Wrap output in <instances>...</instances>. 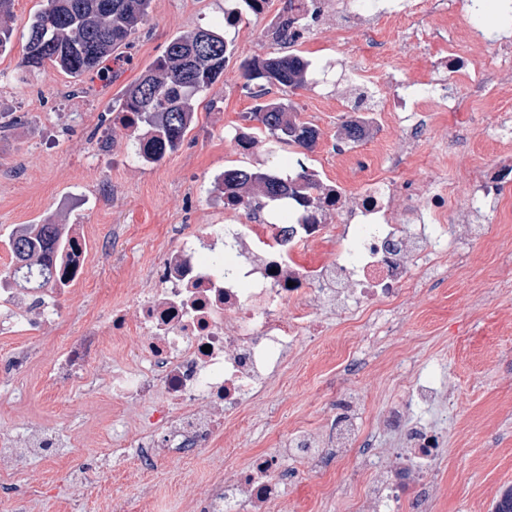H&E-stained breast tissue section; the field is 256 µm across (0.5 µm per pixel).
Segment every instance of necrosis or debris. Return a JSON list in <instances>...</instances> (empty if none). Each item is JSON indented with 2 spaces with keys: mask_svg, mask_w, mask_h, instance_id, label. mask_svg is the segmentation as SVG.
<instances>
[{
  "mask_svg": "<svg viewBox=\"0 0 512 512\" xmlns=\"http://www.w3.org/2000/svg\"><path fill=\"white\" fill-rule=\"evenodd\" d=\"M503 61V53L486 49L471 28L438 65L461 77L477 66L481 80L469 93L475 100L486 98L487 88H500ZM448 102L423 82L404 87L381 113L396 117L408 141L418 143L427 113L447 111ZM479 195L451 205L448 183L436 172L423 188L373 176L353 197L342 185H322L319 205L288 204L297 218L309 213L307 224L274 223L259 199L243 209L225 208L223 223L178 233L162 264L147 269L148 286L133 304H108L105 314L84 319L71 335L57 322V302L86 279L88 254L79 227H62L55 287L0 288L1 334L15 333L22 323L53 340L44 348L27 344L11 363H1L0 385L15 384L21 367L42 359V386L55 395L108 390L119 408L98 422L99 446L86 465L108 474L135 461L147 478L140 497L151 502L159 464L192 457L231 430L244 405L263 403L289 348L322 335L323 310L346 315L396 298L415 284L414 268L438 264L448 252L467 261L466 240L449 236L448 227L480 213ZM331 241L336 250L330 258L302 263L303 254ZM358 433L349 409L330 417L325 437L299 428L245 464L216 465L206 482L183 473L187 508L275 512L293 463H317L325 449L354 447ZM80 445V434L21 418L16 429L0 431V492L24 498L30 486L11 479L18 466L46 457L71 468ZM401 454V478L385 477L367 490L377 512H398L400 483L413 485L422 498L429 491L438 439L421 419L406 426Z\"/></svg>",
  "mask_w": 512,
  "mask_h": 512,
  "instance_id": "4bbe7bcc",
  "label": "necrosis or debris"
}]
</instances>
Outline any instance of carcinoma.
Masks as SVG:
<instances>
[{"mask_svg": "<svg viewBox=\"0 0 512 512\" xmlns=\"http://www.w3.org/2000/svg\"><path fill=\"white\" fill-rule=\"evenodd\" d=\"M294 0H284L279 25L271 32L277 43L296 38L298 19L288 17ZM153 0H48L31 24L25 64L41 68L50 62L73 77L99 72L112 52L130 43L152 8ZM12 0H0V48L11 37ZM231 53L224 31L195 29L173 39L164 54L152 62L139 79L123 92L115 119L137 141L141 130L157 145L156 160L177 151L195 120L196 94L207 90L224 73ZM309 61L294 53L252 58L244 62V88L256 100L250 119L257 126L237 133L245 143L254 142L251 131L261 134L272 148L282 145L311 150L319 132L298 118L292 105L282 98L269 99V89L290 92L307 80ZM347 141L362 140L363 128L356 117L343 123ZM224 195V205H245L256 198L270 201L288 196L313 205L320 183L314 174L301 170L282 177L272 170L232 168L224 170L215 183ZM60 225L33 224L12 235L9 251L16 270L37 267L42 288L54 287L56 274L49 257L59 247Z\"/></svg>", "mask_w": 512, "mask_h": 512, "instance_id": "obj_1", "label": "carcinoma"}]
</instances>
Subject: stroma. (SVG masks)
<instances>
[{"instance_id":"35a3bbf8","label":"stroma","mask_w":512,"mask_h":512,"mask_svg":"<svg viewBox=\"0 0 512 512\" xmlns=\"http://www.w3.org/2000/svg\"><path fill=\"white\" fill-rule=\"evenodd\" d=\"M446 2L449 27L469 20L492 40L512 46V20L500 0ZM228 5L229 0H154L144 24L129 46L115 51L103 75L76 79L49 65L24 67L29 24L48 0H14L12 37L0 52V113L19 117L0 135V278L14 268L6 241L21 225L84 226L89 275L60 304L65 328L77 329L80 318L103 314L107 300H133L146 285V267L161 263L172 248L174 227L223 223L214 179L224 169L287 171L293 148L273 153L263 144L243 156L234 141L255 105L243 88L240 65L255 55L283 52L270 37L283 0H267L260 13L244 11L228 30L234 54L223 76L197 96L195 125L178 151L142 163L127 130L102 122L123 89L176 35L223 27ZM368 46L367 35L357 29L337 39L335 23L326 20L308 21L295 46L310 68L306 86L290 101L302 120L319 129L315 147L304 154L306 164L322 179L344 180L351 193L361 183L352 177L350 161L376 158L382 172L386 155L402 152V144L398 125L377 123L356 148L339 155L334 144L344 121L382 107L392 91L390 77L418 79L433 53L398 32L387 54H370ZM76 85L83 87L82 97H70ZM464 125L470 129L467 143L452 148ZM403 154L394 172L399 182H421L443 167L458 196H466L471 163L512 157V112L486 106L446 113L431 122L420 147ZM501 196L502 203H488L482 213L497 232L471 245L467 263L447 254L441 270L402 291L392 312L380 319L367 310L352 321L325 316V335L289 350L288 370L270 383L263 411L240 419L225 443L202 450L185 466L204 478L216 457L242 464L247 454L299 427L324 431L337 397L349 395L360 404V447L337 449L321 468H300L285 489L288 512H376L364 488L379 472L376 460L395 461L403 445L401 425L386 424L383 412L407 405L409 381L432 371L445 397L427 417L442 454L422 512H492L503 490L512 487V235L499 230L512 227V191L502 190ZM109 403L106 392L91 399L75 396L64 406L45 389L30 390L21 410L0 408V431L12 429L23 413L70 431L97 420ZM86 478L122 496L124 512H141L143 476L135 462L109 478L92 470ZM18 479L36 485V494L19 504L0 499V512H68L69 471L35 457Z\"/></svg>"}]
</instances>
